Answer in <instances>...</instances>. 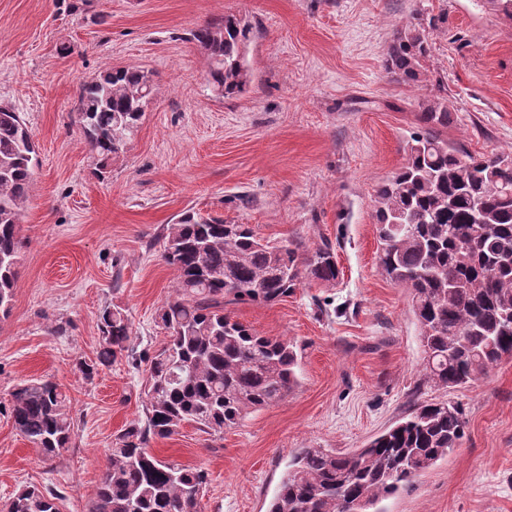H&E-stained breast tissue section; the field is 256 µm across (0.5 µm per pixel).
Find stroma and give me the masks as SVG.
Here are the masks:
<instances>
[{"instance_id": "1", "label": "stroma", "mask_w": 512, "mask_h": 512, "mask_svg": "<svg viewBox=\"0 0 512 512\" xmlns=\"http://www.w3.org/2000/svg\"><path fill=\"white\" fill-rule=\"evenodd\" d=\"M228 12L253 26L251 82L223 98L193 34ZM421 19L430 51L419 82H402L386 61ZM107 67L153 71L157 86L102 179L74 118ZM442 98L450 142L512 152V18L490 0H0V104L20 112L39 160L0 320V505L33 485L61 512H88L110 448L144 416L145 370L166 341L157 315L177 284L162 238L190 210L305 256L331 245L339 269L332 283L303 274L274 303H225L297 346L300 384L223 433L185 424L153 441L205 471L204 512H267L298 449L354 451L417 400L458 404L465 435L379 512H512V361L464 389L426 385L410 293L378 265L375 191L404 164L421 104ZM108 307L131 321L135 362H97ZM40 377L61 384L74 423L50 462L9 417L10 392Z\"/></svg>"}]
</instances>
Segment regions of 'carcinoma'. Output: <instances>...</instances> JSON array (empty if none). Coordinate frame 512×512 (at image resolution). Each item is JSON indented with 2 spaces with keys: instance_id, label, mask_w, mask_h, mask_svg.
Wrapping results in <instances>:
<instances>
[{
  "instance_id": "1",
  "label": "carcinoma",
  "mask_w": 512,
  "mask_h": 512,
  "mask_svg": "<svg viewBox=\"0 0 512 512\" xmlns=\"http://www.w3.org/2000/svg\"><path fill=\"white\" fill-rule=\"evenodd\" d=\"M252 26L233 14L193 34L209 52L208 83L233 97L250 84L246 49ZM422 23L397 31L386 69L417 81L429 52ZM153 74L139 67L105 69L82 85L76 123L100 161L115 159L138 131ZM448 105L418 113L408 158L376 190L379 265L412 295L425 381L442 389L470 386L512 359V155L473 156L448 141ZM37 152L26 123L0 106V316L8 317L23 241L20 228ZM164 262L177 271L175 296L160 310L167 342L146 373L145 418L116 438L89 512H203L206 473L159 458L150 448L186 423L221 433L250 411L288 396L298 385L296 347L262 336L224 313V298L271 303L297 287V249L274 245L247 224L186 212L164 235ZM314 278L336 281L332 249L306 259ZM98 360L114 363L130 349L132 327L119 308L105 309ZM186 373H181L180 368ZM14 428L44 460L69 447L74 426L66 395L51 379L10 392ZM458 406L421 402L368 444L336 454L300 448L268 512H346L396 494L448 456L464 435ZM60 495L27 487L5 512H59Z\"/></svg>"
}]
</instances>
